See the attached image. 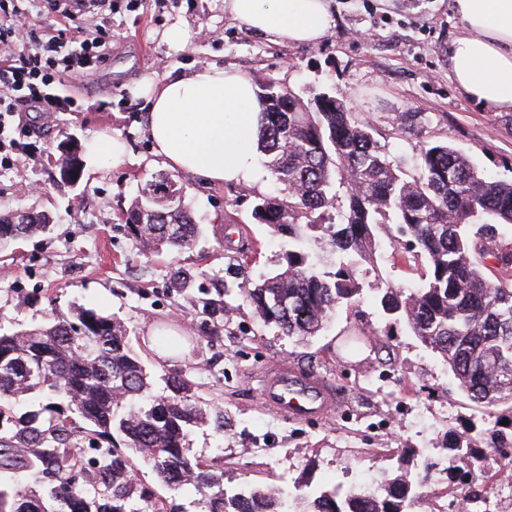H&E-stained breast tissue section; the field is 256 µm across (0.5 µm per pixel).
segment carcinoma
<instances>
[{"label": "carcinoma", "mask_w": 512, "mask_h": 512, "mask_svg": "<svg viewBox=\"0 0 512 512\" xmlns=\"http://www.w3.org/2000/svg\"><path fill=\"white\" fill-rule=\"evenodd\" d=\"M260 152L277 197H259L255 223L284 245L286 265L245 289L256 317L299 340L319 335L339 307L366 300L383 318L404 323L442 362L476 406L499 410L491 428L470 422L448 437V492L481 497L477 486L512 467V248L500 227L512 224V182L489 176L456 148H420V174L409 178L354 113L331 107L323 93L305 105L267 79L258 84ZM164 180L145 181L124 223L155 252L189 249L201 234L191 209L157 201ZM44 214L21 224L0 217V242L48 230ZM396 256L425 268L416 287L385 282L365 287L383 241ZM163 351L181 348L167 331L154 336ZM48 400L46 424L12 419L13 404ZM95 463L70 445L76 420ZM0 512H186L179 494L205 498L207 512H416L428 496L434 463L411 470L403 457L375 487L255 482L224 485L223 475L189 454L200 427L225 432L224 412L198 404L183 377L149 371L112 315L76 307L14 332H0ZM145 465L170 491L156 497L132 475ZM80 474L71 483L72 473ZM55 476L45 479V474Z\"/></svg>", "instance_id": "obj_1"}]
</instances>
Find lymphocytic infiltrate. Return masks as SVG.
<instances>
[{"instance_id": "obj_1", "label": "lymphocytic infiltrate", "mask_w": 512, "mask_h": 512, "mask_svg": "<svg viewBox=\"0 0 512 512\" xmlns=\"http://www.w3.org/2000/svg\"><path fill=\"white\" fill-rule=\"evenodd\" d=\"M40 6L58 24L71 26L79 37L80 49L60 53L56 38L45 39L34 30H22L14 22L0 20V45L21 48L17 56L0 60V118L22 110L53 111L55 91L66 79L106 59L109 32L102 28L85 32L75 26L70 0H40Z\"/></svg>"}]
</instances>
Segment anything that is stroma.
I'll return each instance as SVG.
<instances>
[{
	"mask_svg": "<svg viewBox=\"0 0 512 512\" xmlns=\"http://www.w3.org/2000/svg\"><path fill=\"white\" fill-rule=\"evenodd\" d=\"M334 25L319 43H275L234 19L224 0H112V43L106 60L60 91L55 111L23 112L6 124L34 133L0 167V215L46 213L48 232L0 250V329L12 331L95 308L130 332L139 355L159 373L191 380L211 408L223 410L225 435L196 430L191 452L225 480L332 483L363 473L382 478L397 448L434 462L431 490H448L445 439L464 420L480 419L452 375L403 325L364 304L379 352L351 357L339 333L355 320L338 309L307 342L259 321L240 290L282 266V247L254 224L255 196H274L276 183L259 170L254 183H212L179 174L203 233L179 254L151 252L121 220L143 182L163 173L145 132V80L216 65L253 82L273 79L304 102L321 93L341 99L375 140L417 175L420 145L445 142L485 174L512 181V112H491L460 92L448 70L450 42L464 31L453 0H331ZM182 28L181 42L167 33ZM120 138L123 161L98 151L97 135ZM80 148L78 182H62L49 157L63 144ZM246 229L251 273L224 248V222ZM185 338L180 354L156 349L158 328ZM391 360L383 385L373 371ZM271 362L321 375L341 406L309 421L263 408L259 374Z\"/></svg>",
	"mask_w": 512,
	"mask_h": 512,
	"instance_id": "35a3bbf8",
	"label": "stroma"
}]
</instances>
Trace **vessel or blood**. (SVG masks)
I'll return each instance as SVG.
<instances>
[{
	"mask_svg": "<svg viewBox=\"0 0 512 512\" xmlns=\"http://www.w3.org/2000/svg\"><path fill=\"white\" fill-rule=\"evenodd\" d=\"M261 390L268 409L297 419L325 415L339 404V397L330 385L299 374L284 364L265 370Z\"/></svg>",
	"mask_w": 512,
	"mask_h": 512,
	"instance_id": "vessel-or-blood-1",
	"label": "vessel or blood"
}]
</instances>
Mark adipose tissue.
I'll return each instance as SVG.
<instances>
[{
    "instance_id": "obj_1",
    "label": "adipose tissue",
    "mask_w": 512,
    "mask_h": 512,
    "mask_svg": "<svg viewBox=\"0 0 512 512\" xmlns=\"http://www.w3.org/2000/svg\"><path fill=\"white\" fill-rule=\"evenodd\" d=\"M232 16L274 42L314 44L330 31V0H226ZM465 31L449 69L462 93L495 112L512 110V0H453ZM146 133L163 163L215 182L256 179L261 106L253 82L217 66L147 83Z\"/></svg>"
}]
</instances>
